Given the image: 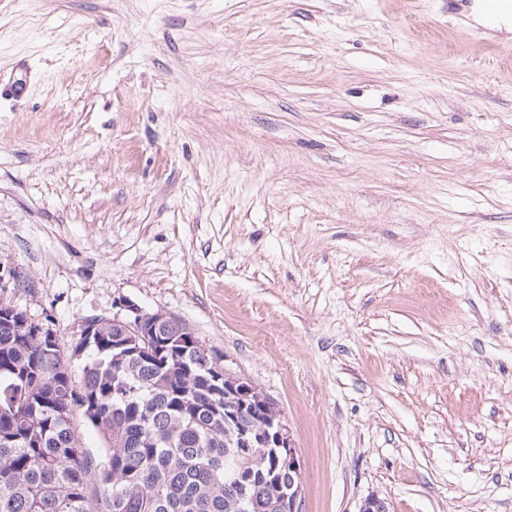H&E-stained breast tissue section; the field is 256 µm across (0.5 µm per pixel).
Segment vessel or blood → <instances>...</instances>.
<instances>
[{"instance_id":"b4317fda","label":"vessel or blood","mask_w":512,"mask_h":512,"mask_svg":"<svg viewBox=\"0 0 512 512\" xmlns=\"http://www.w3.org/2000/svg\"><path fill=\"white\" fill-rule=\"evenodd\" d=\"M448 12L476 43L498 46L497 23L512 22V0H448Z\"/></svg>"}]
</instances>
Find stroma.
Returning a JSON list of instances; mask_svg holds the SVG:
<instances>
[{"label": "stroma", "instance_id": "stroma-1", "mask_svg": "<svg viewBox=\"0 0 512 512\" xmlns=\"http://www.w3.org/2000/svg\"><path fill=\"white\" fill-rule=\"evenodd\" d=\"M0 284L134 304L280 410L302 512H512V58L448 0H0Z\"/></svg>", "mask_w": 512, "mask_h": 512}]
</instances>
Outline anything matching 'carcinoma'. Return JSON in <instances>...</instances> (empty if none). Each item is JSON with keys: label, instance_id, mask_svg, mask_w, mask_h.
Returning a JSON list of instances; mask_svg holds the SVG:
<instances>
[{"label": "carcinoma", "instance_id": "obj_1", "mask_svg": "<svg viewBox=\"0 0 512 512\" xmlns=\"http://www.w3.org/2000/svg\"><path fill=\"white\" fill-rule=\"evenodd\" d=\"M85 355L79 372L70 359ZM234 397L182 336L108 328L65 354L0 318V512H287L288 467L262 437L281 411L253 398L254 447L230 443ZM83 421L106 446L92 457Z\"/></svg>", "mask_w": 512, "mask_h": 512}]
</instances>
